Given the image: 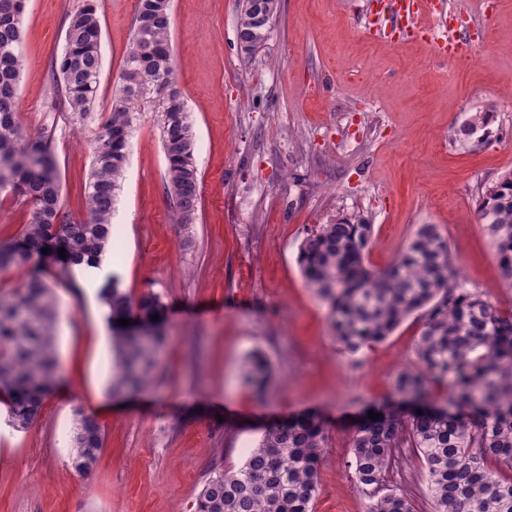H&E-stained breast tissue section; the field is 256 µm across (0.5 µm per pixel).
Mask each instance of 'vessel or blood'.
I'll list each match as a JSON object with an SVG mask.
<instances>
[{
  "instance_id": "vessel-or-blood-1",
  "label": "vessel or blood",
  "mask_w": 512,
  "mask_h": 512,
  "mask_svg": "<svg viewBox=\"0 0 512 512\" xmlns=\"http://www.w3.org/2000/svg\"><path fill=\"white\" fill-rule=\"evenodd\" d=\"M381 8L391 16L386 38L418 36L432 41L442 57L466 56L471 38L455 33L457 15L447 0H383Z\"/></svg>"
}]
</instances>
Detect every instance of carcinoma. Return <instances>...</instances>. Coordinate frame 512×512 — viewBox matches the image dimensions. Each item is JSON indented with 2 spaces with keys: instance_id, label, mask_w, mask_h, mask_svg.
I'll use <instances>...</instances> for the list:
<instances>
[{
  "instance_id": "carcinoma-1",
  "label": "carcinoma",
  "mask_w": 512,
  "mask_h": 512,
  "mask_svg": "<svg viewBox=\"0 0 512 512\" xmlns=\"http://www.w3.org/2000/svg\"><path fill=\"white\" fill-rule=\"evenodd\" d=\"M277 20L281 0H237L240 52L252 55L268 38L256 22L255 3ZM100 5L72 14L61 55L50 63L54 83L50 112H67L84 127L93 119L101 71ZM24 0H0V194L24 199L31 219L12 238L0 240V272L26 270L17 287L0 291V403L9 426L20 432L38 419L60 378L56 356L58 312L46 282L47 266L70 280L73 267L112 250V212L130 139L143 112L155 115L166 160L165 189L175 223L195 222L200 177L190 114L174 77L171 0H137L120 85L94 136L85 207L69 214L61 198L51 135L30 138L17 112L21 80ZM162 78L170 92L154 82ZM485 122L474 116L454 132L464 141ZM479 219L512 283V176L501 178L479 206ZM373 225L357 216L318 224L302 240L297 263L305 284L330 311L332 338L355 352L381 343L407 318L420 321L417 364L400 370L393 393L418 405L403 413L377 407L379 418L359 422L349 439L351 466L368 512H417V504L384 483L400 448L416 451L426 474L432 512H512V310L503 311L457 281L448 244L434 224H421L412 241L386 269L365 263ZM49 252L44 254L42 249ZM65 249L66 257L58 250ZM112 328L118 372L114 391H138L166 345L163 303L152 292L136 297L112 277L100 289ZM125 318L127 326L118 324ZM272 366L253 355L245 381L261 395ZM328 430L317 414L283 418L232 468H215L194 502V512H313ZM105 444L92 415L74 411L70 437L76 471L91 472Z\"/></svg>"
}]
</instances>
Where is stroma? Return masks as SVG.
I'll return each mask as SVG.
<instances>
[{"instance_id": "35a3bbf8", "label": "stroma", "mask_w": 512, "mask_h": 512, "mask_svg": "<svg viewBox=\"0 0 512 512\" xmlns=\"http://www.w3.org/2000/svg\"><path fill=\"white\" fill-rule=\"evenodd\" d=\"M86 2L28 0L17 100L28 134L51 131L62 201L74 214L136 4L101 2V85L94 120L78 132L68 113L47 109L48 66L63 51L67 17ZM450 2L484 25L464 60L443 59L419 39L372 35L376 0H282L266 44L248 58L237 47L236 0H172V54L194 125L201 204L195 224L175 223L160 131L143 114L112 216L110 258L128 291L160 295L168 346L149 387L110 392L105 307L48 275L62 377L29 430L14 431L0 409V512H193L213 468L240 463L271 422L303 412L329 426L314 512H367L349 430L415 363L420 325L411 317L373 348L340 349L296 257L315 225L359 214L373 226L366 264L381 270L418 225L435 224L459 282L512 309L478 214L483 193L512 172V0ZM477 113L484 127L456 142L454 130ZM256 350L275 371L261 402L240 377ZM77 407L105 429L86 475L68 459ZM386 482L428 512L413 449H401Z\"/></svg>"}]
</instances>
